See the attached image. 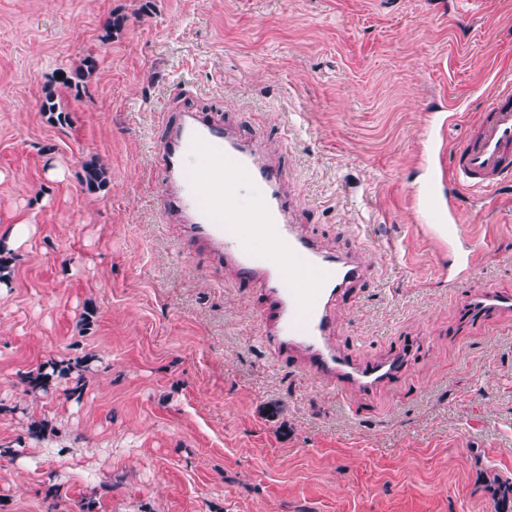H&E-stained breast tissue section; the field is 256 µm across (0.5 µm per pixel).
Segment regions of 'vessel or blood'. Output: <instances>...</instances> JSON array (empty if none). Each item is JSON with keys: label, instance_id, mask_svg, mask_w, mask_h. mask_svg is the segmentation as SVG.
<instances>
[{"label": "vessel or blood", "instance_id": "b4317fda", "mask_svg": "<svg viewBox=\"0 0 512 512\" xmlns=\"http://www.w3.org/2000/svg\"><path fill=\"white\" fill-rule=\"evenodd\" d=\"M447 125V117L434 114L426 146L429 177L410 198L430 223L456 240L453 271L466 274L473 270L475 252L457 237L459 191L492 192L512 185V77L497 81L482 101L477 123L451 151L444 143ZM160 165L167 214L259 289L268 348L304 363L324 387L339 394L375 391L397 373L399 359L358 365L331 343L336 303L367 270L358 256L327 254L298 232L281 172L262 160L256 140L185 110ZM469 312L478 318L512 312V298L485 284L472 296Z\"/></svg>", "mask_w": 512, "mask_h": 512}]
</instances>
